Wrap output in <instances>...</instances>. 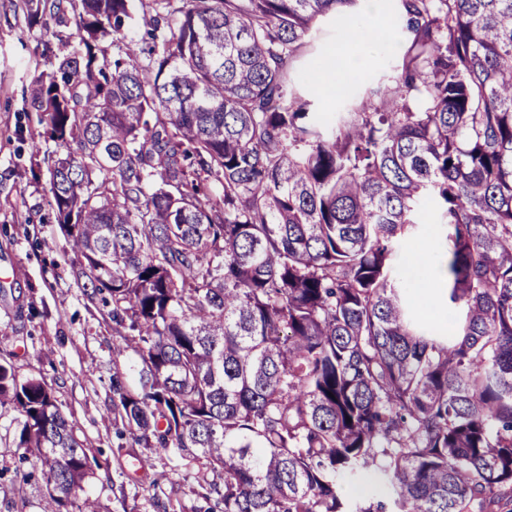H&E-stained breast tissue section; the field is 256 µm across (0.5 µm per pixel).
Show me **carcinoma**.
<instances>
[{
	"label": "carcinoma",
	"mask_w": 512,
	"mask_h": 512,
	"mask_svg": "<svg viewBox=\"0 0 512 512\" xmlns=\"http://www.w3.org/2000/svg\"><path fill=\"white\" fill-rule=\"evenodd\" d=\"M75 26L32 101L50 206L112 305V415L224 477L222 512H502L512 503V0H395L392 73L324 117L291 86L356 0H28ZM446 226L440 334L394 262ZM41 512H99L85 441L0 363Z\"/></svg>",
	"instance_id": "obj_1"
}]
</instances>
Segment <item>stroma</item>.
<instances>
[{
  "mask_svg": "<svg viewBox=\"0 0 512 512\" xmlns=\"http://www.w3.org/2000/svg\"><path fill=\"white\" fill-rule=\"evenodd\" d=\"M312 45V53L297 63L292 84L314 101L316 111L331 112L337 99L319 94L308 73L317 52L347 42L329 18L318 23ZM83 50L77 35L55 36L29 26L27 0H0V358L11 361L19 375H40L52 384L59 407L88 443L86 490L102 512H158L162 506L167 512H205L209 487L195 472L171 473L167 455H152L130 437H117L111 308L87 297L49 205L43 157L57 146L30 91L57 55ZM420 236L438 307L456 321L458 310L445 286L444 232L431 222ZM16 426L15 411L0 413V512H41L45 486L19 459ZM148 456L152 465H143Z\"/></svg>",
  "mask_w": 512,
  "mask_h": 512,
  "instance_id": "stroma-1",
  "label": "stroma"
}]
</instances>
